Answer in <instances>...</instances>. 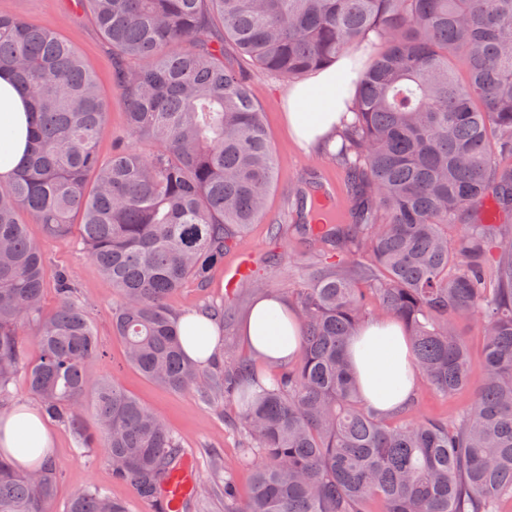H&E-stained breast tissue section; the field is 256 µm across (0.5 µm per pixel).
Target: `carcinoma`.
Masks as SVG:
<instances>
[{"label": "carcinoma", "instance_id": "1", "mask_svg": "<svg viewBox=\"0 0 512 512\" xmlns=\"http://www.w3.org/2000/svg\"><path fill=\"white\" fill-rule=\"evenodd\" d=\"M112 47L127 127L104 158L107 106L73 44L0 14V72L30 99L27 162L0 182V401L24 376L40 414L101 448L113 474L161 501L179 467L163 419L114 379L93 390L97 428L80 405L100 342L57 274L56 307L41 309L51 238L78 228L88 258L117 298L112 333L126 363L173 390L218 393L236 406L241 455L252 466L238 512H500L512 500V0H82ZM361 52L353 120L332 153L353 205L324 211L317 184L298 193L323 263L288 289L303 326L300 355L272 366L227 357L191 361L168 298L207 286L224 253L264 214L277 159L246 67L296 80ZM492 201L500 220L483 221ZM359 229L349 259L351 228ZM376 294L371 307L366 291ZM398 320L414 365L452 395L483 379L453 420L368 404L347 359L364 323ZM482 327L473 362L460 324ZM38 326L31 359L24 329ZM52 462L19 471L0 456V512H47ZM66 512H126L100 487Z\"/></svg>", "mask_w": 512, "mask_h": 512}]
</instances>
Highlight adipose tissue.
<instances>
[{
  "label": "adipose tissue",
  "mask_w": 512,
  "mask_h": 512,
  "mask_svg": "<svg viewBox=\"0 0 512 512\" xmlns=\"http://www.w3.org/2000/svg\"><path fill=\"white\" fill-rule=\"evenodd\" d=\"M348 60L291 83L285 119L292 136L303 146L327 145L349 112L351 94ZM28 147V104L9 74L0 73V181L10 179ZM187 356L207 365L219 348L221 327L205 312L176 318ZM241 336L252 354L278 364L294 359L301 326L288 302L259 297L242 321ZM354 376L365 399L376 410L392 413L412 397L416 374L412 352L402 326L393 320L364 325L348 343ZM53 446V435L34 410H9L0 415V453L17 466L37 459Z\"/></svg>",
  "instance_id": "adipose-tissue-1"
}]
</instances>
